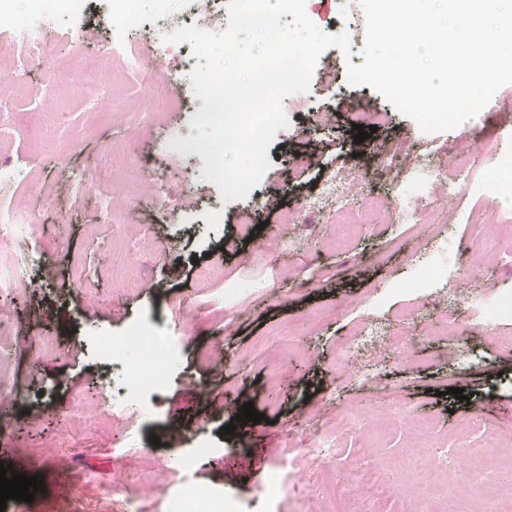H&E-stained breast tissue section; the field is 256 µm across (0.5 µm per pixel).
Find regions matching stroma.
<instances>
[{
    "mask_svg": "<svg viewBox=\"0 0 512 512\" xmlns=\"http://www.w3.org/2000/svg\"><path fill=\"white\" fill-rule=\"evenodd\" d=\"M307 14L326 33L348 32L351 52L332 47L321 55V81L283 104L289 125L268 148L263 179L229 203L203 180L200 155L169 146L191 134L197 110L186 54L175 46L158 54L146 36L140 69L125 73L103 63L105 79L90 86L79 74L112 35L106 0H93L81 17L46 16L44 54L28 62L26 80L0 111V164L13 171L12 182L0 184V208L26 227L22 240L0 243V262L25 274L22 291L6 301L14 332L0 336L19 395L10 430L0 434L10 449L0 462L42 476L45 489L30 503L8 501L4 512H106L109 501L134 494L142 512H159L139 479L154 457L171 489L194 486L202 497L225 498L236 512H261L258 489L272 461L293 462L306 474L290 485L279 512H299L302 500L318 497L337 477L334 466L308 458L315 440L332 431L348 464L389 465L393 494L373 504L358 501L356 512H401L411 503L478 512L470 485L452 480L438 490L421 479L404 481L394 463L412 438L400 422L369 438L354 426L375 391L350 380L336 364V349L372 309L408 336L414 361L383 351L362 364L382 371L386 394L417 411L425 444L443 449L449 468L459 466L461 428L469 430L464 442L476 467L485 464L491 432L512 429V318L486 334L483 311L496 291L470 293L464 277L485 226L512 227V208L483 181V120L423 132L372 87L347 80L348 64L363 62L360 0H309ZM160 71L174 76L168 92L186 103L155 122L149 98ZM354 112L383 115L382 126L359 146L350 140ZM122 139L130 142L131 165L103 163L109 145ZM461 154L473 161L471 183L452 202L426 204L422 222L371 214L340 241L335 217L315 214L295 225L292 244L277 241L285 214L316 191L322 173L351 171L362 178L363 198L410 209L435 180L454 179L449 159ZM143 180L154 182L151 193H136ZM110 203L122 222L107 214ZM247 212L249 224L241 221ZM201 265L213 267L215 277L198 279ZM432 265L456 273L448 302L466 335L425 337L433 284L423 272ZM46 266L66 280V289L42 279ZM126 268L140 280L132 293L114 282ZM141 320L186 329L165 385L144 392L133 412H118L113 426L69 421L75 397L91 410L105 395L103 383H122L123 367L100 353L98 337L121 340ZM44 338L53 342V355L43 354ZM191 381L198 399L189 415L179 404ZM456 387L464 399L451 396ZM247 402L265 421L223 434ZM271 429L287 438L274 460L262 461ZM204 446L208 454L183 468L185 457Z\"/></svg>",
    "mask_w": 512,
    "mask_h": 512,
    "instance_id": "1",
    "label": "stroma"
}]
</instances>
